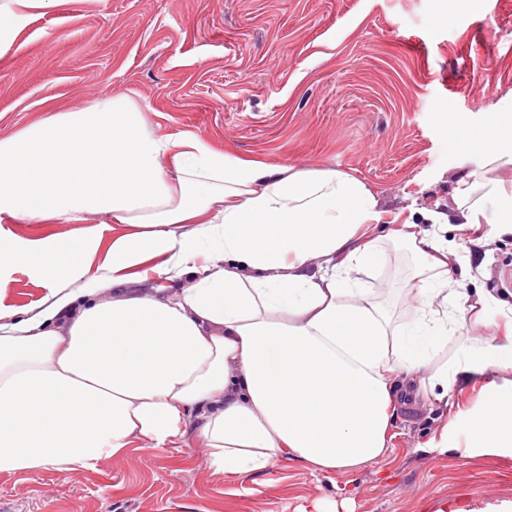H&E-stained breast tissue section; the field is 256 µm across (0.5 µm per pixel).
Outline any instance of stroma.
<instances>
[{
    "instance_id": "1",
    "label": "stroma",
    "mask_w": 512,
    "mask_h": 512,
    "mask_svg": "<svg viewBox=\"0 0 512 512\" xmlns=\"http://www.w3.org/2000/svg\"><path fill=\"white\" fill-rule=\"evenodd\" d=\"M131 93L159 136L199 135L247 160L333 168L363 182L388 217L447 209L453 175L481 155L440 133L436 107L480 121L512 106V0H65L36 12L0 55V137L43 121L45 99L71 110ZM452 225L449 246L485 257L474 287L512 302V235L484 245ZM365 277L392 319L417 258L382 242ZM438 414L397 410L388 455L325 477L293 459L243 476L212 474L188 432L183 448L133 449L97 470L0 474V512H313L351 499L354 512H435L444 499L478 512L512 501V459L414 448Z\"/></svg>"
}]
</instances>
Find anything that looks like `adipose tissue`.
Here are the masks:
<instances>
[{
  "label": "adipose tissue",
  "mask_w": 512,
  "mask_h": 512,
  "mask_svg": "<svg viewBox=\"0 0 512 512\" xmlns=\"http://www.w3.org/2000/svg\"><path fill=\"white\" fill-rule=\"evenodd\" d=\"M60 3L0 0V51ZM447 134L512 165V135L492 117ZM454 201L393 228L361 181L155 136L129 94L53 106L0 138V288L25 269L48 290L33 308L0 303V473L93 470L132 448L182 447L192 428L216 474L285 456L354 473L387 456L403 397L452 413L420 453L512 459V304L466 293L474 267L443 238L455 221L486 225L488 241L512 234V191L478 169L456 179ZM56 222L86 230L64 246L8 230ZM384 238L419 260L404 324L362 280L384 262ZM470 315L502 319L504 334L472 336L433 366ZM477 384L478 404L458 409Z\"/></svg>",
  "instance_id": "obj_1"
}]
</instances>
